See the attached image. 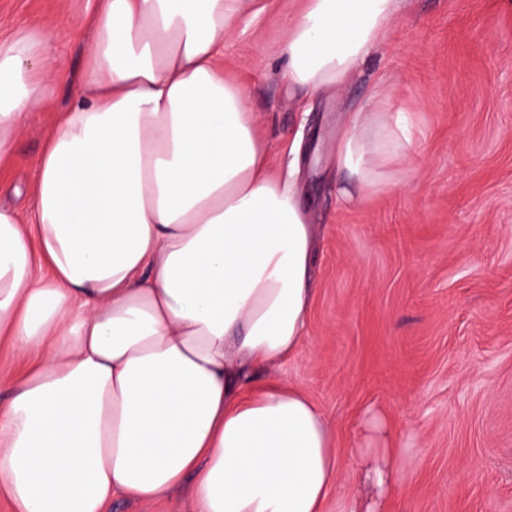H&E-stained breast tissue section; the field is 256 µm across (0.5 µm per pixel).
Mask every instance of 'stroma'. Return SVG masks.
<instances>
[{
	"label": "stroma",
	"instance_id": "stroma-1",
	"mask_svg": "<svg viewBox=\"0 0 512 512\" xmlns=\"http://www.w3.org/2000/svg\"><path fill=\"white\" fill-rule=\"evenodd\" d=\"M305 0H272L224 38L226 71L273 166L299 140V189L317 230L310 329L258 382L304 390L338 447L366 414L403 450L388 512H512V0H399L383 46L349 80L289 88L278 48ZM95 0H0V35L32 20L56 31L64 75L17 136L0 205L24 211L44 132L83 77ZM379 92L411 113L392 186L343 203L333 145Z\"/></svg>",
	"mask_w": 512,
	"mask_h": 512
}]
</instances>
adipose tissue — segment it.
<instances>
[{"label":"adipose tissue","mask_w":512,"mask_h":512,"mask_svg":"<svg viewBox=\"0 0 512 512\" xmlns=\"http://www.w3.org/2000/svg\"><path fill=\"white\" fill-rule=\"evenodd\" d=\"M259 0H98L85 70L45 134L26 217L0 208V335L26 359L0 406V496L14 512H104L187 486L194 512H326L346 462L383 512L402 470L376 416L336 447L319 406L259 370L309 330L314 229L270 165L224 35ZM397 0H308L283 75L309 94L352 74ZM33 22L0 40V161L60 73ZM379 94L352 113L342 200L381 191L412 147Z\"/></svg>","instance_id":"adipose-tissue-1"}]
</instances>
